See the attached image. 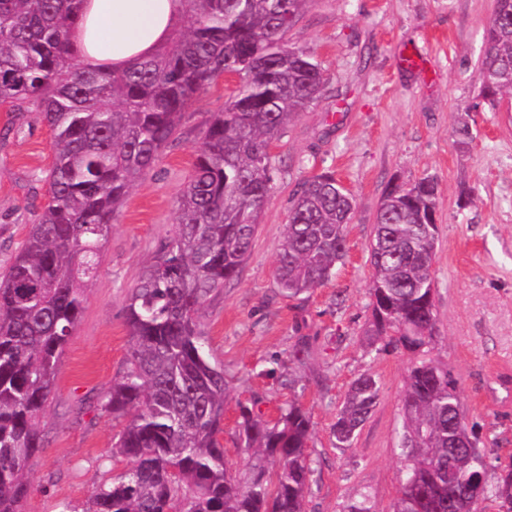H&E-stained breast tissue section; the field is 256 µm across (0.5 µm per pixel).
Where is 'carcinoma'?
<instances>
[{"label":"carcinoma","mask_w":512,"mask_h":512,"mask_svg":"<svg viewBox=\"0 0 512 512\" xmlns=\"http://www.w3.org/2000/svg\"><path fill=\"white\" fill-rule=\"evenodd\" d=\"M181 25L157 55L116 71L81 63V0H0V104L33 106L54 154L47 203L0 277V512H22L39 423L58 360L83 309L112 221L152 170L185 109L218 77L241 83L208 120L178 224L129 296L127 370L102 410L131 414L112 448L126 471L101 485L92 512H305L311 418L299 403L275 423L249 407L237 422L250 478L224 458V369L205 350L200 311L235 280L272 184L271 148L288 119L317 102L326 79L315 56L288 41L307 0H183ZM481 98L512 97V0H496L480 58ZM354 199L331 174L295 193L277 259L281 293L326 283L347 254ZM436 184L423 178L383 195L375 216L368 345L417 355L402 396L403 460L393 512H512V466L491 482L467 429L458 381L423 355L435 338L431 274ZM372 374L355 379L336 415L335 446L349 449L377 405ZM342 512H377L365 492Z\"/></svg>","instance_id":"obj_1"}]
</instances>
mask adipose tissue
<instances>
[{
	"label": "adipose tissue",
	"instance_id": "ef3b65f1",
	"mask_svg": "<svg viewBox=\"0 0 512 512\" xmlns=\"http://www.w3.org/2000/svg\"><path fill=\"white\" fill-rule=\"evenodd\" d=\"M183 8V0H84L76 32L83 62L123 70L156 54Z\"/></svg>",
	"mask_w": 512,
	"mask_h": 512
}]
</instances>
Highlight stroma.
I'll return each instance as SVG.
<instances>
[{
    "label": "stroma",
    "instance_id": "stroma-1",
    "mask_svg": "<svg viewBox=\"0 0 512 512\" xmlns=\"http://www.w3.org/2000/svg\"><path fill=\"white\" fill-rule=\"evenodd\" d=\"M494 9L495 0H308L288 35L315 54L327 87L272 148L273 190L250 254L238 278L205 303L200 323L230 383L221 439L233 470L245 464L241 406L272 421L291 400L309 411L307 512H340L365 490L377 512H392L412 355L371 351L365 332L373 274L367 246L380 200L396 184L427 177L437 184V330L428 355L458 379L466 423L489 467L512 455V99L495 110L477 103L478 60ZM406 52L420 65L405 64ZM239 84L220 77L186 108L118 212L58 361L23 512H89L99 486L126 470L112 456L125 421L101 405L132 346L127 300L174 230L177 196L211 114L223 111ZM465 125L473 137L466 146L456 134ZM52 155L38 112L0 111V273L48 199ZM321 173L356 200L347 255L326 284L289 298L277 286V255L296 189ZM365 373L379 379L381 396L343 451L332 426L352 381Z\"/></svg>",
    "mask_w": 512,
    "mask_h": 512
}]
</instances>
